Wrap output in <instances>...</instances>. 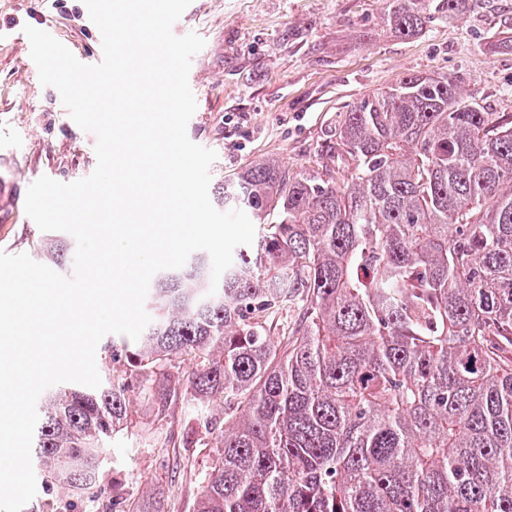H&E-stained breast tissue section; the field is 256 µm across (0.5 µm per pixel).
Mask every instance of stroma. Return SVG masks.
<instances>
[{"label": "stroma", "instance_id": "1", "mask_svg": "<svg viewBox=\"0 0 512 512\" xmlns=\"http://www.w3.org/2000/svg\"><path fill=\"white\" fill-rule=\"evenodd\" d=\"M422 10V28L404 37L388 24L387 0H192L173 32L205 41L189 73L197 109L187 134L217 154L211 186L268 158L293 175L331 165L326 147L348 107L408 74L453 76L485 111L512 121V51L495 46L512 34V0H464L455 18L442 0H422ZM27 24L55 30L84 57L99 47L82 0H0V151L12 153L23 190L96 166L94 135L39 82ZM43 237L24 207L0 212V251L36 260ZM194 365L182 353L152 394L131 386L128 424L109 441L84 512L114 498L126 512H193L224 427L223 400L190 395Z\"/></svg>", "mask_w": 512, "mask_h": 512}]
</instances>
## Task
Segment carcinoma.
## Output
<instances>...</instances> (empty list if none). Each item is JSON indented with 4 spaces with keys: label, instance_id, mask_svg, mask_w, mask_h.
I'll list each match as a JSON object with an SVG mask.
<instances>
[{
    "label": "carcinoma",
    "instance_id": "carcinoma-1",
    "mask_svg": "<svg viewBox=\"0 0 512 512\" xmlns=\"http://www.w3.org/2000/svg\"><path fill=\"white\" fill-rule=\"evenodd\" d=\"M420 0H391L401 36ZM346 170L265 160L225 181L260 235L217 292L194 252L159 272L138 340L105 345L145 378L180 352L195 398L228 405L194 512H512V124L450 76L355 102L327 149ZM62 268L70 246L44 245ZM299 302L297 335L264 324ZM127 372L50 389L32 448L47 512H76L128 422Z\"/></svg>",
    "mask_w": 512,
    "mask_h": 512
}]
</instances>
